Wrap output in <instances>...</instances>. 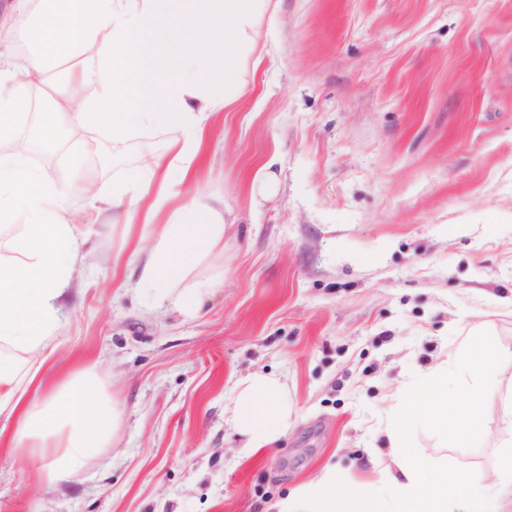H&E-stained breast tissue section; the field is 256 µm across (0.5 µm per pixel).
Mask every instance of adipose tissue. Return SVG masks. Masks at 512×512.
<instances>
[{
    "label": "adipose tissue",
    "mask_w": 512,
    "mask_h": 512,
    "mask_svg": "<svg viewBox=\"0 0 512 512\" xmlns=\"http://www.w3.org/2000/svg\"><path fill=\"white\" fill-rule=\"evenodd\" d=\"M267 0H0V218L17 219L21 262L0 266V418L15 419L11 446L46 465L40 480L53 486L107 448L123 414L107 394L95 364L65 375L45 396L25 401L20 363L42 365L57 348L62 298L81 264L86 242L71 194L111 212L113 222L144 223L172 198L157 184L160 160L111 193L91 177L74 183L41 178L26 157V116L41 99L52 104L41 124L45 138L98 131L121 142L134 128L180 129L174 159L190 171L209 118L240 92L238 63L253 47ZM224 245V204L198 199L178 210L148 248L139 279L150 296L187 316L205 292L183 282ZM288 391L280 378L253 374L242 381L226 423L245 442L264 448L288 429Z\"/></svg>",
    "instance_id": "ef3b65f1"
}]
</instances>
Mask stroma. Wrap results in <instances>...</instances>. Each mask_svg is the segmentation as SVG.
<instances>
[{"label":"stroma","instance_id":"stroma-1","mask_svg":"<svg viewBox=\"0 0 512 512\" xmlns=\"http://www.w3.org/2000/svg\"><path fill=\"white\" fill-rule=\"evenodd\" d=\"M245 93L211 120L157 221L224 200V247L189 280L187 317L139 288L147 231L89 214L85 266L39 377L89 363L124 411L109 448L67 482L0 443V512H278L336 469L351 490L395 473L385 429L413 378L489 332L512 390V0H269ZM177 130L113 144L33 138L46 180L112 190ZM269 173L271 191L257 177ZM288 383V431L245 455L224 426L234 387ZM486 403L472 448L417 451L486 475L512 432Z\"/></svg>","mask_w":512,"mask_h":512}]
</instances>
